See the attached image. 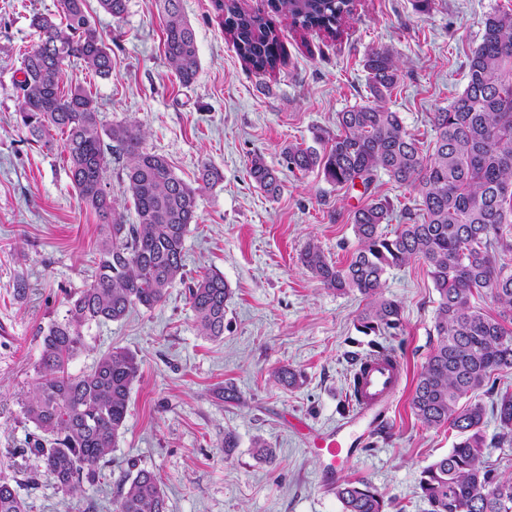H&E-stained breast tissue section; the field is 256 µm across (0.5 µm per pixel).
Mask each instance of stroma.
<instances>
[{
	"label": "stroma",
	"mask_w": 512,
	"mask_h": 512,
	"mask_svg": "<svg viewBox=\"0 0 512 512\" xmlns=\"http://www.w3.org/2000/svg\"><path fill=\"white\" fill-rule=\"evenodd\" d=\"M56 5L0 0V474L19 483L28 512H115L133 466L157 475L168 512H341L333 492L318 485L325 460L313 446L348 411L351 354H368L376 344L399 356L404 380L379 414L386 435L366 434L337 463L336 479L371 482L388 512H426L421 472L456 440L448 428L424 426L411 409L438 299L426 266L413 261L387 271L384 293L401 304L404 331L370 338L356 329L363 297L325 288L300 261L313 239L336 266L347 265L356 247L354 211L369 197L387 200L384 229L391 232L419 193L383 173L371 190L339 188L317 173L290 171L282 150L312 144L318 131L335 134L338 113L372 103L363 64L380 47L393 51L402 73L390 108L423 150L432 149L430 114L463 91L487 14L512 10V0H434L427 12L415 0H356L336 37L295 30L277 16L286 56L272 73L256 72L238 56L214 0H181L200 61L188 88L165 59L154 0H127L120 20L86 0L112 50V73L102 79L69 63L65 85L90 91L104 125L140 123L145 148L164 155L186 182L205 163L221 169L224 181L198 197V222L185 240L186 275L164 303L84 332L71 372L88 370L115 347L134 355L140 369L126 427L99 482L74 496L44 474L32 451L41 432L21 411L38 378L40 332L63 321L71 298L90 282L99 239L98 220L75 193L61 146L30 142L18 121L14 84L22 53L36 41L31 19ZM256 155L281 179L277 198L249 177ZM212 270L232 289L217 341L200 336L189 302L190 286ZM281 368L300 374L299 383L276 382ZM228 437L235 441L229 452ZM257 437L275 448L274 462L256 457Z\"/></svg>",
	"instance_id": "obj_1"
}]
</instances>
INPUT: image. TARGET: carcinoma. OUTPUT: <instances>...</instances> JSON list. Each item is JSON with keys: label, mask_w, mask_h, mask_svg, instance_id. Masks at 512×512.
I'll return each instance as SVG.
<instances>
[{"label": "carcinoma", "mask_w": 512, "mask_h": 512, "mask_svg": "<svg viewBox=\"0 0 512 512\" xmlns=\"http://www.w3.org/2000/svg\"><path fill=\"white\" fill-rule=\"evenodd\" d=\"M224 33L239 57L258 72H273L286 49L273 20L242 11L237 0H215ZM164 20V54L179 81L189 86L199 73L195 33L181 0H156ZM270 12L302 31L340 34L355 0H268ZM37 41L21 57L16 89L19 118L30 141L53 146L62 135L72 185L84 206L102 224L94 278L71 301L67 318L43 334L38 379L23 415L44 434L32 451L44 473L65 495L94 484L101 461L116 447L125 428L130 389L139 364L123 350L103 353L86 372L73 375L68 364L84 347L82 329L118 322L130 309L160 305L169 288L184 280V241L198 222V193L224 180L203 164L194 187L179 178L167 158L143 147L135 123L104 126L92 95L81 86L62 92L63 67L71 60L105 79L112 54L85 10V0H58L57 14H35ZM373 104L337 114L338 132L314 135L315 145L284 148L288 167L315 172L336 187L358 184L369 190L379 172L396 184L419 189V212L387 234L390 203L370 199L353 215L357 247L344 268L317 243L308 242L303 266L328 289L356 291L368 303L357 331L365 336H396L403 330L402 307L383 293L384 275L394 267L422 262L438 293L435 338L418 376L411 408L427 427L457 433L451 451L422 471L420 497L429 512H512V476L489 462L486 449L512 445V393L498 389V374L512 370V13L495 10L485 19L482 41L468 58L467 85L449 107L435 112L432 153L386 102L401 70L392 51L371 50L364 61ZM117 147L127 156L124 194L136 215L129 224L122 204L107 190L110 160ZM250 176L271 197L280 193L275 171L260 156ZM485 295L498 312L475 304ZM230 288L211 271L189 287L200 335H224ZM484 389L495 396L492 413L500 431L491 442L483 432L486 406L474 400ZM116 512H167V496L156 476L140 469L127 475ZM342 512H387L377 489L364 480L333 488ZM0 512H27L12 479L0 476Z\"/></svg>", "instance_id": "1"}]
</instances>
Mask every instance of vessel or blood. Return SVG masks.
Returning a JSON list of instances; mask_svg holds the SVG:
<instances>
[{"label": "vessel or blood", "instance_id": "b4317fda", "mask_svg": "<svg viewBox=\"0 0 512 512\" xmlns=\"http://www.w3.org/2000/svg\"><path fill=\"white\" fill-rule=\"evenodd\" d=\"M403 379V367L397 356L363 360L357 370L351 393V422H358L374 415L389 403L399 390ZM343 449L342 441L329 439L324 446L326 467L319 474L323 489L336 484V463Z\"/></svg>", "mask_w": 512, "mask_h": 512}]
</instances>
